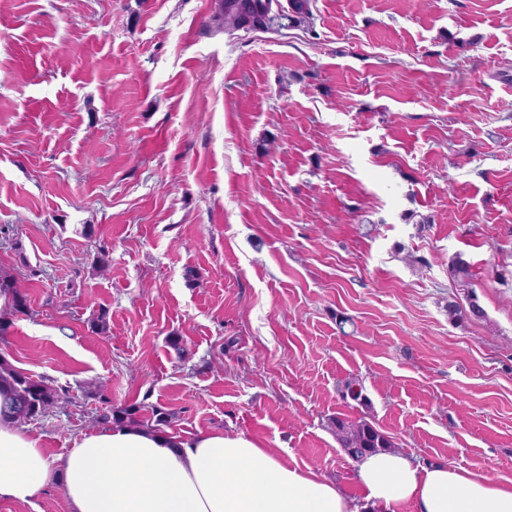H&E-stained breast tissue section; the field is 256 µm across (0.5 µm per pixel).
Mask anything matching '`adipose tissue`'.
Returning a JSON list of instances; mask_svg holds the SVG:
<instances>
[{
    "label": "adipose tissue",
    "mask_w": 512,
    "mask_h": 512,
    "mask_svg": "<svg viewBox=\"0 0 512 512\" xmlns=\"http://www.w3.org/2000/svg\"><path fill=\"white\" fill-rule=\"evenodd\" d=\"M354 477L364 500L243 437L134 427L85 436L51 460L0 420V499L27 502L59 482L69 512H512V485L394 451L355 461Z\"/></svg>",
    "instance_id": "obj_1"
}]
</instances>
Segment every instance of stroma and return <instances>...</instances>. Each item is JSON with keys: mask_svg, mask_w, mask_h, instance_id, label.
Wrapping results in <instances>:
<instances>
[{"mask_svg": "<svg viewBox=\"0 0 512 512\" xmlns=\"http://www.w3.org/2000/svg\"><path fill=\"white\" fill-rule=\"evenodd\" d=\"M220 4L0 0V354L71 396L23 431L156 406L360 499L328 420L364 416L512 485V0ZM251 0L230 1L236 4L232 10L225 11V21L234 27L252 26L257 27L271 21L267 18V11L257 13L252 9ZM0 295L10 298V308L12 312L26 313L28 310L25 295L17 287V282L13 274L0 269Z\"/></svg>", "mask_w": 512, "mask_h": 512, "instance_id": "35a3bbf8", "label": "stroma"}]
</instances>
